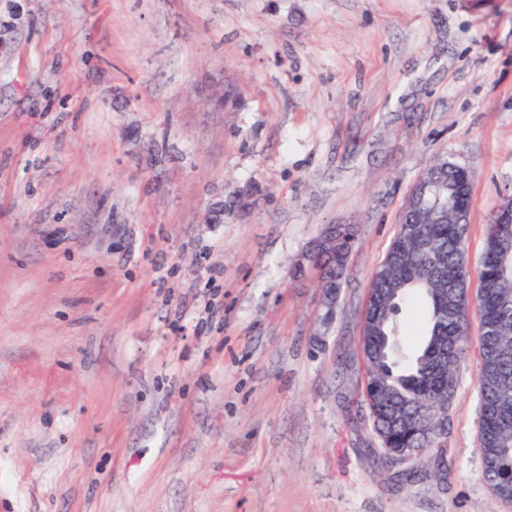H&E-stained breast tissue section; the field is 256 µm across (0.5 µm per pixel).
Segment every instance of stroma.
<instances>
[{"label": "stroma", "mask_w": 512, "mask_h": 512, "mask_svg": "<svg viewBox=\"0 0 512 512\" xmlns=\"http://www.w3.org/2000/svg\"><path fill=\"white\" fill-rule=\"evenodd\" d=\"M438 153L474 270L512 197V0H0V512H512L478 314L446 458L391 465L361 394ZM328 224L358 227L329 315L290 273ZM454 164L448 161V157L437 156L432 165L425 171L435 177L437 181H440V187L448 194V199L452 198L457 190L456 182L452 178Z\"/></svg>", "instance_id": "stroma-1"}]
</instances>
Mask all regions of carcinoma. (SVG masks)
<instances>
[{"label": "carcinoma", "mask_w": 512, "mask_h": 512, "mask_svg": "<svg viewBox=\"0 0 512 512\" xmlns=\"http://www.w3.org/2000/svg\"><path fill=\"white\" fill-rule=\"evenodd\" d=\"M440 181V187L453 197L456 182L453 179V162L444 156L434 159L426 170ZM415 224L438 239L439 247L448 254V279L470 276L468 268L460 262V246L465 244L469 221L457 223L445 214L427 208L404 210L399 230ZM499 225L487 224L486 243L477 271L481 297L480 320L485 325L498 327L500 339L508 341V349L491 346L487 338L479 340L480 363L477 374L480 393V448L485 462L483 477L512 484V273L502 269L501 259L512 256V235L501 236ZM355 231L348 224L336 225V252L323 254L328 276L336 278L341 287L349 251ZM391 248L401 251L396 264L388 267L386 280H399L404 289L393 301L371 314L377 326V334L362 337V351L367 363L366 375L370 378L383 376L388 385L399 393L417 395L431 403L437 401L444 381L433 378L429 363L439 351L441 300L437 288L440 277L427 267L417 254L413 244L396 235ZM411 294H420L426 301L424 327L420 330L421 345L412 354L405 351L407 326L402 321L401 304ZM373 427L381 429L394 448H406L412 443L414 423L410 414H400L392 419V409L385 399H377L373 405Z\"/></svg>", "instance_id": "obj_1"}]
</instances>
